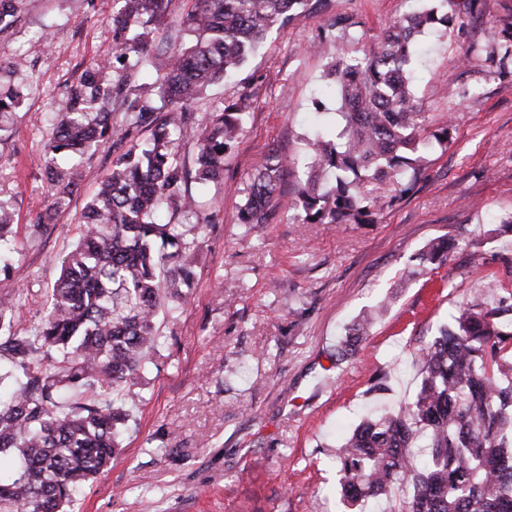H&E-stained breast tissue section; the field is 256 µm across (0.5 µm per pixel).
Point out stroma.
Wrapping results in <instances>:
<instances>
[{"instance_id": "stroma-1", "label": "stroma", "mask_w": 512, "mask_h": 512, "mask_svg": "<svg viewBox=\"0 0 512 512\" xmlns=\"http://www.w3.org/2000/svg\"><path fill=\"white\" fill-rule=\"evenodd\" d=\"M192 0H171L168 26L131 69L142 95L181 46ZM420 0H328L269 33L234 77L195 101L198 121L248 94L253 107L224 179L199 195L211 227L194 241L187 301L161 317L157 366L147 375L122 447L68 512H341L333 462L358 417L383 402L396 408L420 382L418 351L460 303H496L489 276L512 268V62L499 65L492 32L512 26V0H478L461 28L420 35L416 99L427 130L451 126L447 147L433 150L413 191L391 201L388 183L361 190L388 204L370 224H301L281 206L272 223H238L251 176L271 150L303 157L307 137L334 122L338 97L324 72L341 30L353 17L358 50L377 46L387 24ZM114 0H24L0 32V91L25 99L0 130V199L19 225L9 278L43 294L59 272L88 200L112 166L111 152L82 158L83 177L53 205L41 159L53 119L87 63L111 57ZM322 54L309 52L312 41ZM27 61L13 73V57ZM329 113L318 117L314 100ZM43 222L32 235L29 224ZM435 238L455 242L449 264L418 256ZM377 319L353 357L330 356L351 324ZM383 377L386 391L371 388Z\"/></svg>"}]
</instances>
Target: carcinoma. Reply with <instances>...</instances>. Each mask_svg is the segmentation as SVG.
Masks as SVG:
<instances>
[{
  "label": "carcinoma",
  "mask_w": 512,
  "mask_h": 512,
  "mask_svg": "<svg viewBox=\"0 0 512 512\" xmlns=\"http://www.w3.org/2000/svg\"><path fill=\"white\" fill-rule=\"evenodd\" d=\"M113 53L94 60L68 94L43 155L54 204L78 186L71 160L112 152V168L87 202L76 241L60 260L35 327L0 307V458L16 460L13 478L0 480V512H65L74 494L94 480L121 445L126 401L140 395L162 336L157 319L186 299L193 271L178 215L198 216L190 188L224 179V157L245 132L251 101L241 95L196 121L191 104L210 85L241 67L271 29L310 11L320 0H192L183 19L187 44L156 79L163 108L124 96L129 118L112 114L123 92L124 62L151 48L171 0H116ZM453 0H426L384 32L383 49L358 58L353 23L341 21L336 57L325 78L340 97L334 136L306 139L305 178L295 191L301 224L362 223L383 209L357 193L365 180H388L406 191L425 154L448 145L449 124L423 136L424 113L412 86L415 38L438 25L461 27ZM23 102L0 95V124ZM146 129L151 139L139 142ZM192 140L189 171L175 150ZM288 159L272 152L256 171L238 209L241 224H267L279 201ZM13 212L0 200V271L18 253ZM446 239L429 243L420 261L448 262ZM512 271L487 287L506 297L495 306L462 303L419 351L421 382L414 399L395 412L363 418L336 451L343 506L366 512L410 487L397 512H512ZM370 321L352 326L335 365L368 335Z\"/></svg>",
  "instance_id": "carcinoma-1"
}]
</instances>
